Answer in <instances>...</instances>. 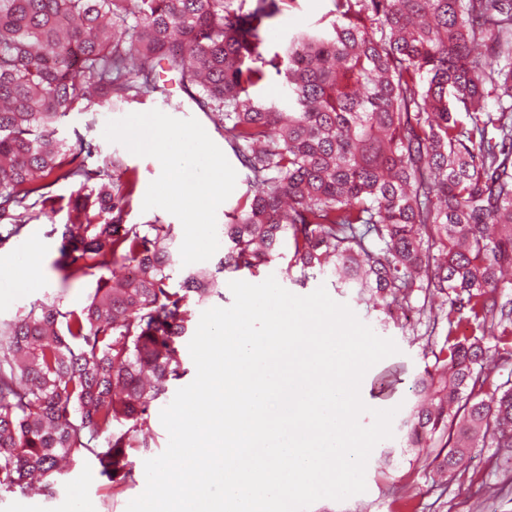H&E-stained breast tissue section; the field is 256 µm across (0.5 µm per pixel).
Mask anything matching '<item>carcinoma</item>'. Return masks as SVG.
<instances>
[{"label": "carcinoma", "mask_w": 512, "mask_h": 512, "mask_svg": "<svg viewBox=\"0 0 512 512\" xmlns=\"http://www.w3.org/2000/svg\"><path fill=\"white\" fill-rule=\"evenodd\" d=\"M331 2L272 52L288 0H0V245L53 219L67 184L53 267L96 277L79 308L55 297L0 321V491L37 474L53 495L87 458L112 491L134 485L154 404L187 373L192 303L276 259L375 294L396 323L420 294L446 325L406 448L437 447L455 472L479 445L512 447V379L490 380L512 352V0ZM167 75L248 171L224 255L177 285L173 226L128 222L135 171L56 137L94 104L181 107ZM277 77L286 112L259 98Z\"/></svg>", "instance_id": "1"}]
</instances>
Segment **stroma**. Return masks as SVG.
Instances as JSON below:
<instances>
[{
	"instance_id": "obj_1",
	"label": "stroma",
	"mask_w": 512,
	"mask_h": 512,
	"mask_svg": "<svg viewBox=\"0 0 512 512\" xmlns=\"http://www.w3.org/2000/svg\"><path fill=\"white\" fill-rule=\"evenodd\" d=\"M331 7L330 0H292L290 6L277 20L274 43H281L288 34L318 25ZM156 98L123 104L112 110H98L94 124H87L85 116L67 118L59 128L61 136L72 137L81 133L86 138L99 141L103 154H122L128 167L139 173V192H146L149 183L161 173V165L155 158L138 157L126 152L123 145L106 141L103 125L111 119H119L135 112L163 109ZM65 213H57L54 219L39 218L27 225L24 233L15 241L0 247V255L8 256L13 266L28 263L32 243L41 246V273L37 282L22 288L11 285L0 289V320L11 319L30 303L56 296L66 304L79 307L86 303L95 286L94 278H86L75 285L63 284L52 268L58 256V243L50 237L51 223H63ZM275 276L290 292L305 296L317 287H325L330 297L347 304L379 336L395 341L399 351L384 358L365 374L360 393L369 413L360 421L370 425L375 409L395 406L409 407L413 400L412 387L416 376L430 363V349L435 339L429 336L425 325L408 330L386 325L371 303L358 300L353 292H342L332 283L330 274L315 273L313 278L297 281L285 273L283 262L275 261L261 268L259 275L241 272L240 280L254 282L255 278ZM152 448L149 454L134 457V468L140 478L137 484L114 498L106 497L104 481L97 474L92 462H85L66 479L56 496L43 494L0 493V512H125L129 501L139 496L146 485L141 475L147 456H158L167 447L168 433L160 418L151 423ZM384 447H391L395 455L391 465H382L379 451H372L365 473L366 490L344 501L331 499L316 501L309 512H512V471H506V461L512 460V448L478 447L473 449L468 468L455 477H441L436 473L434 458L436 449H428L422 458L399 453V438L384 440Z\"/></svg>"
}]
</instances>
